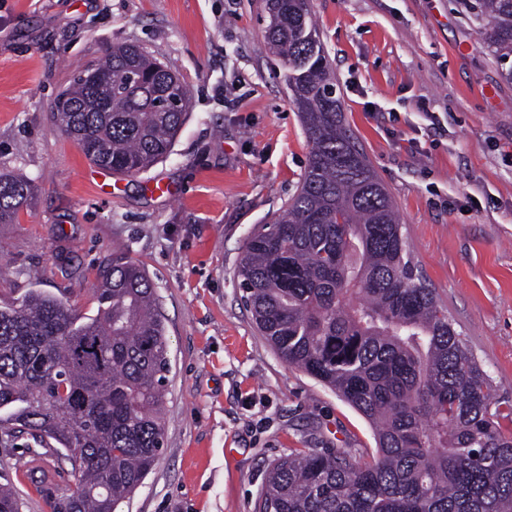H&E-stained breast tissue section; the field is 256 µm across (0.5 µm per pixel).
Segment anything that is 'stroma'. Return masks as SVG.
<instances>
[{"label": "stroma", "instance_id": "stroma-1", "mask_svg": "<svg viewBox=\"0 0 512 512\" xmlns=\"http://www.w3.org/2000/svg\"><path fill=\"white\" fill-rule=\"evenodd\" d=\"M344 122L386 187L418 272L512 401V82L461 0H310ZM262 0H0V173L32 179L0 227V304L38 289L95 315L113 252L145 268L166 325L165 445L120 512H254L298 450L375 455L368 420L289 365L242 304L247 237L296 192L311 145ZM139 45L190 91L163 162L111 183L53 122L80 66ZM27 438L0 485L48 512Z\"/></svg>", "mask_w": 512, "mask_h": 512}]
</instances>
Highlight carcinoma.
<instances>
[{
    "mask_svg": "<svg viewBox=\"0 0 512 512\" xmlns=\"http://www.w3.org/2000/svg\"><path fill=\"white\" fill-rule=\"evenodd\" d=\"M309 0H265L269 51L288 69L311 151L296 195L246 240L238 269L252 318L289 364L368 419L376 455L308 450L270 468L256 512H512V402L416 272L403 224L340 112ZM481 39L512 61V0H464ZM92 73L112 76L98 91ZM180 77L134 44L84 66L52 108L95 165L136 175L165 158L187 115ZM32 181L0 174V224ZM99 309L80 316L39 289L0 305V437L56 442L74 487L42 485L50 512H118L164 447L169 359L154 283L114 258ZM22 496L0 486V512Z\"/></svg>",
    "mask_w": 512,
    "mask_h": 512,
    "instance_id": "obj_1",
    "label": "carcinoma"
}]
</instances>
